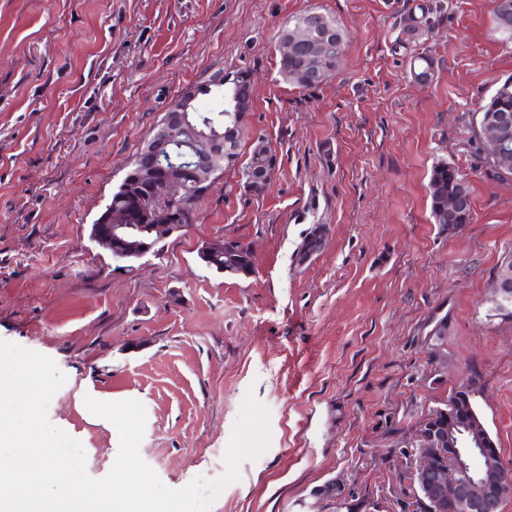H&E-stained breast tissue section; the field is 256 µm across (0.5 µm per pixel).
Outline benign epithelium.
I'll list each match as a JSON object with an SVG mask.
<instances>
[{"mask_svg": "<svg viewBox=\"0 0 512 512\" xmlns=\"http://www.w3.org/2000/svg\"><path fill=\"white\" fill-rule=\"evenodd\" d=\"M303 48L317 59L338 48L330 24L317 13L306 15L293 31L290 42L280 45L286 52ZM199 94L195 88L185 92L164 117L155 134L146 142L128 166L125 190L130 207L110 210L96 225L91 240L113 250L126 264H136L147 245L127 236L128 223L135 217L151 222L150 230L162 241L187 228L185 221L195 214L194 202L184 195L188 182L199 187L211 184L212 174L221 163L236 162L235 150L224 137L200 131L190 119L191 103ZM484 126L491 130L481 139L487 155L502 172L512 171V120L489 114ZM193 155V165L180 168L161 164L175 147ZM266 161L258 174L269 180L277 166V154L270 144L264 146ZM466 190L448 204V226L465 211ZM202 255H230L237 252L235 241L215 239L203 242ZM493 304L502 312L512 308V255L498 267ZM409 476L414 493L405 512H446L452 501L457 512H499L502 502L512 496V474L508 473L499 449L480 428L463 414L448 419L432 412L414 428L407 443Z\"/></svg>", "mask_w": 512, "mask_h": 512, "instance_id": "7a95c632", "label": "benign epithelium"}]
</instances>
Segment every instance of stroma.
<instances>
[{
  "instance_id": "stroma-1",
  "label": "stroma",
  "mask_w": 512,
  "mask_h": 512,
  "mask_svg": "<svg viewBox=\"0 0 512 512\" xmlns=\"http://www.w3.org/2000/svg\"><path fill=\"white\" fill-rule=\"evenodd\" d=\"M492 0H0V340L65 374L52 424L105 477L119 435L85 397L140 401V454L168 487L213 479L246 395L271 444L210 512H355L400 496L416 423L468 379L512 465V317L492 285L512 254V178L485 162L480 102L512 77ZM308 11L350 34L326 84L296 88L276 40ZM428 68L417 75L416 55ZM250 69L252 138L278 151L269 188L229 170L194 224L133 271L89 237L126 164L185 91ZM473 219L431 217L438 164ZM248 245L249 275L202 243ZM315 250H307L310 240ZM236 242L228 239H215L203 242L200 247V251L203 256L211 257L210 261L207 262L205 258L202 257L201 253L198 251L199 259L204 263L205 267L208 269L215 271L217 273L224 274V256L212 258L216 255H227L231 261H234V257L230 256L237 252Z\"/></svg>"
}]
</instances>
